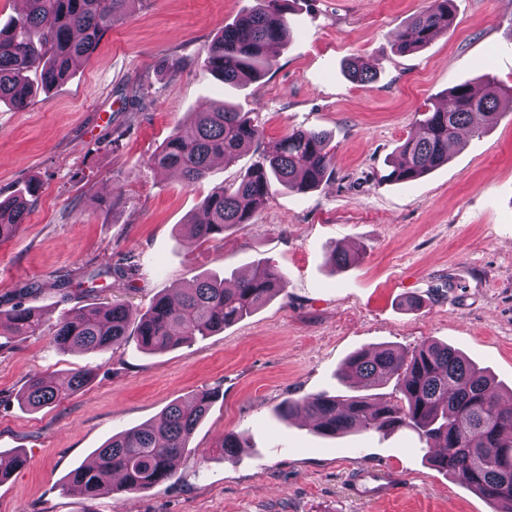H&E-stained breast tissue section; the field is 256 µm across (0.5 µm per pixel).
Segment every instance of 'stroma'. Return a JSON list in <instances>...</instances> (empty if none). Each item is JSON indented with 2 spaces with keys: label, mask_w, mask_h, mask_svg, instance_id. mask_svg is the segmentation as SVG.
I'll list each match as a JSON object with an SVG mask.
<instances>
[{
  "label": "stroma",
  "mask_w": 512,
  "mask_h": 512,
  "mask_svg": "<svg viewBox=\"0 0 512 512\" xmlns=\"http://www.w3.org/2000/svg\"><path fill=\"white\" fill-rule=\"evenodd\" d=\"M427 4L300 0L296 34L275 49L272 68L231 88L205 70L206 51L258 0H136L66 81L26 110L0 104V197L41 184L24 223L0 240L1 311L27 287L53 322L112 299L142 313L201 275L231 279L262 261L287 278L283 294L238 323L160 353L132 338L98 353L60 350L45 334L1 340L0 453L27 463L0 483V512H493L431 466L412 430L335 438L305 417L276 416L287 400L336 394V370L355 351L429 340L486 367L512 399V113L424 177L378 181L449 88L467 80L481 90L489 76L512 87V0H454L448 34L397 54L395 32ZM351 59L374 81H352ZM222 100L256 113L269 139L329 131L333 172L308 193H274L252 223L202 242L187 220L258 149L192 186L150 159ZM339 246L361 251V262L334 268ZM128 262L132 277L96 274ZM79 369L90 382L60 402L21 403L29 377ZM200 390L216 399L175 479L97 499L68 489L67 473L112 435ZM231 433L245 448L226 458L218 446Z\"/></svg>",
  "instance_id": "1"
}]
</instances>
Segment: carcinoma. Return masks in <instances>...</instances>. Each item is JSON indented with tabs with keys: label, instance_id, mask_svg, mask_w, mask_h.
<instances>
[{
	"label": "carcinoma",
	"instance_id": "cac0c4a2",
	"mask_svg": "<svg viewBox=\"0 0 512 512\" xmlns=\"http://www.w3.org/2000/svg\"><path fill=\"white\" fill-rule=\"evenodd\" d=\"M138 0H25V10L0 23V102L20 111L28 107L38 84L49 89L66 80L79 62L96 52L115 21ZM265 5L224 27L207 49L205 67L226 85L260 80L273 65L270 48L293 37L292 12L298 0H264ZM453 0H429L397 32L396 51L407 55L448 33L455 15ZM349 75L367 84L375 74L354 61ZM488 89L477 95L462 82L448 90L443 102L424 113L416 133L398 148L392 169L380 182L409 183L448 162V147L462 131L480 134L504 106L512 111V88L502 89L487 78ZM331 136L324 130L297 129L263 143L261 126L249 112L225 103L197 112L177 128L151 159L153 168L176 175L188 186L207 179L212 160L234 162L248 147L261 149L256 161L229 185L213 188L203 202V217L191 219L193 235L217 240L224 231L249 224L259 207L282 187L307 192L332 172ZM39 185L31 180L0 201V237L13 233L26 219L30 199ZM285 276L265 263L252 274L225 287V280H196L173 304L160 297L129 331L132 312L127 302L91 303L64 314L49 328L53 343L63 350L96 353L136 336L140 348L158 352L189 343L230 326L286 288ZM46 320L32 305L0 313L1 336H32ZM91 373L77 371L65 380L28 378L20 401L40 409L83 388ZM337 379H354L368 389L395 382L399 400L375 395H309L277 408L283 421L305 412L315 417V431L337 437L352 432H387L408 428L437 452L433 465L496 506L512 512V406L500 403L484 370L463 355L436 342L404 352L381 347L361 350L338 368ZM216 394L200 391L170 404L150 425L118 433L96 453L94 461L69 474L67 485L95 499L118 492L147 490L176 476V463L189 448L195 429L209 412Z\"/></svg>",
	"mask_w": 512,
	"mask_h": 512
}]
</instances>
